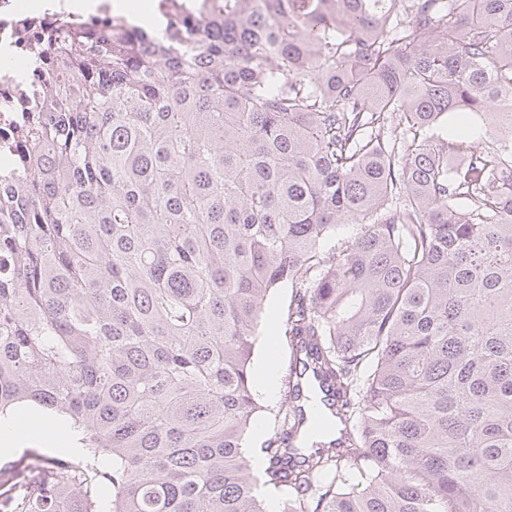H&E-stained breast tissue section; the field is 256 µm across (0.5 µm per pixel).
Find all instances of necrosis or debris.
Wrapping results in <instances>:
<instances>
[{
  "label": "necrosis or debris",
  "mask_w": 512,
  "mask_h": 512,
  "mask_svg": "<svg viewBox=\"0 0 512 512\" xmlns=\"http://www.w3.org/2000/svg\"><path fill=\"white\" fill-rule=\"evenodd\" d=\"M30 0H0V168L11 169L21 157L25 143L16 114L23 110L29 89L42 85L45 71L28 73L18 81L17 72L27 61L31 41L53 28L67 25L75 29H98L112 22L110 0H100L92 13L70 9L71 0H45L44 10L28 7Z\"/></svg>",
  "instance_id": "1"
}]
</instances>
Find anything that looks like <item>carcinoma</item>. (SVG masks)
Returning <instances> with one entry per match:
<instances>
[{
    "label": "carcinoma",
    "mask_w": 512,
    "mask_h": 512,
    "mask_svg": "<svg viewBox=\"0 0 512 512\" xmlns=\"http://www.w3.org/2000/svg\"><path fill=\"white\" fill-rule=\"evenodd\" d=\"M164 23L62 26L30 58L51 75L0 180V416L33 403L84 457L4 465L0 512H99L102 487L109 512H267L262 488L283 512H512V0ZM292 289L285 285L275 289L267 299L265 306L266 320L271 324H278L282 319V313L287 309L291 299ZM283 330L264 331L258 337L255 346V357L252 365L253 386L260 403L265 407L254 423L251 439L252 446L259 445L276 431L274 414L279 410L285 394V380L288 373L290 350ZM271 336V339H270ZM275 341V350L270 349L271 340ZM274 379L272 392L266 389V378Z\"/></svg>",
    "instance_id": "1"
}]
</instances>
